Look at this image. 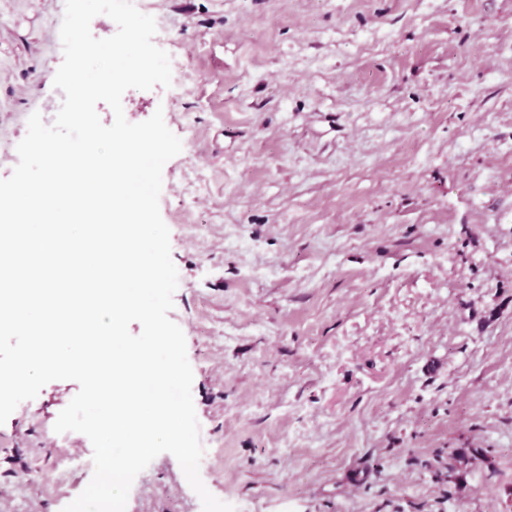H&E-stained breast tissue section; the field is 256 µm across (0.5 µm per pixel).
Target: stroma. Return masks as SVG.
Segmentation results:
<instances>
[{
    "label": "stroma",
    "mask_w": 512,
    "mask_h": 512,
    "mask_svg": "<svg viewBox=\"0 0 512 512\" xmlns=\"http://www.w3.org/2000/svg\"><path fill=\"white\" fill-rule=\"evenodd\" d=\"M187 92L160 214L204 448L235 512H512V0H145ZM65 0H0V179L54 102ZM196 118L194 131L184 113ZM0 425V512H62L77 394ZM495 463L444 478L447 453ZM126 512H203L169 453Z\"/></svg>",
    "instance_id": "stroma-1"
}]
</instances>
